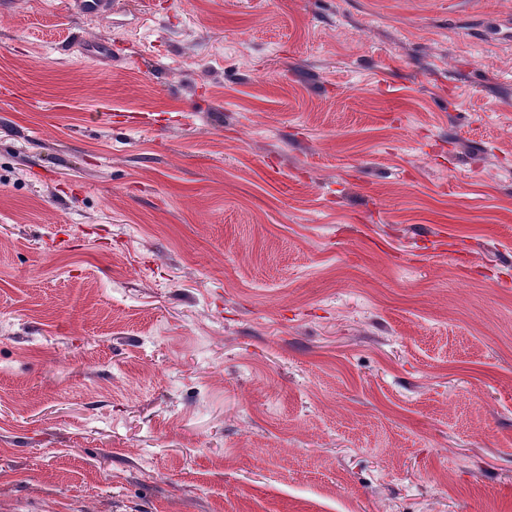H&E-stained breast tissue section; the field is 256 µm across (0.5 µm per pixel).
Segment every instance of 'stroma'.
I'll list each match as a JSON object with an SVG mask.
<instances>
[{
    "instance_id": "stroma-1",
    "label": "stroma",
    "mask_w": 512,
    "mask_h": 512,
    "mask_svg": "<svg viewBox=\"0 0 512 512\" xmlns=\"http://www.w3.org/2000/svg\"><path fill=\"white\" fill-rule=\"evenodd\" d=\"M2 87L0 512H512V0H0Z\"/></svg>"
}]
</instances>
